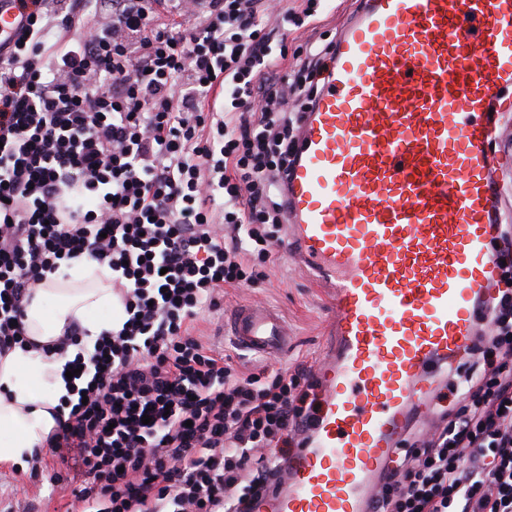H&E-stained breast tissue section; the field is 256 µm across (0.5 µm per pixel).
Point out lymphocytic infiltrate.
Segmentation results:
<instances>
[{
    "label": "lymphocytic infiltrate",
    "mask_w": 512,
    "mask_h": 512,
    "mask_svg": "<svg viewBox=\"0 0 512 512\" xmlns=\"http://www.w3.org/2000/svg\"><path fill=\"white\" fill-rule=\"evenodd\" d=\"M11 0L0 42V353L25 345L48 274L88 256L122 323L67 366L86 380L43 441L81 479L76 512H251L316 419L313 366L270 370L194 336L224 287L254 282L281 239L300 108L328 49L283 72L270 0ZM109 9L96 31L84 17ZM501 288L441 384L448 407L377 486L373 512H512V226ZM150 423H143V416Z\"/></svg>",
    "instance_id": "obj_1"
}]
</instances>
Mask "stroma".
<instances>
[{
  "label": "stroma",
  "mask_w": 512,
  "mask_h": 512,
  "mask_svg": "<svg viewBox=\"0 0 512 512\" xmlns=\"http://www.w3.org/2000/svg\"><path fill=\"white\" fill-rule=\"evenodd\" d=\"M356 9L355 0H319L312 24L285 30L283 49L287 57L304 52L307 45L336 41L345 22ZM265 304L278 309L287 321L288 350L268 356L266 362L274 369H288L303 359H313L321 350L330 317L328 298L308 275L299 258L276 261L264 269L261 280L249 287L225 288L224 311L200 325L203 339L220 349L230 346L226 336L228 312L247 304ZM72 483L53 486L45 477L22 475L12 487L0 488V501L17 495L32 501L36 512H71Z\"/></svg>",
  "instance_id": "stroma-1"
}]
</instances>
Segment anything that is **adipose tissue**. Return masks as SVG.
Listing matches in <instances>:
<instances>
[{"label":"adipose tissue","instance_id":"obj_1","mask_svg":"<svg viewBox=\"0 0 512 512\" xmlns=\"http://www.w3.org/2000/svg\"><path fill=\"white\" fill-rule=\"evenodd\" d=\"M102 307L121 310L112 299V272L85 257L65 262L37 288L26 307L30 346L0 356V463L24 466L55 424L52 408L74 394L76 380L62 375L64 359L44 355L42 345L54 343L73 321L93 338L111 331L112 322L90 319Z\"/></svg>","mask_w":512,"mask_h":512}]
</instances>
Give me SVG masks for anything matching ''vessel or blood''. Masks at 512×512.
Returning a JSON list of instances; mask_svg holds the SVG:
<instances>
[{
    "label": "vessel or blood",
    "instance_id": "1",
    "mask_svg": "<svg viewBox=\"0 0 512 512\" xmlns=\"http://www.w3.org/2000/svg\"><path fill=\"white\" fill-rule=\"evenodd\" d=\"M288 174L286 247L330 293L331 353L312 441L254 512H369L406 410L475 342L496 294L492 115L512 112V0H364ZM241 349L281 352L278 314H230Z\"/></svg>",
    "mask_w": 512,
    "mask_h": 512
}]
</instances>
